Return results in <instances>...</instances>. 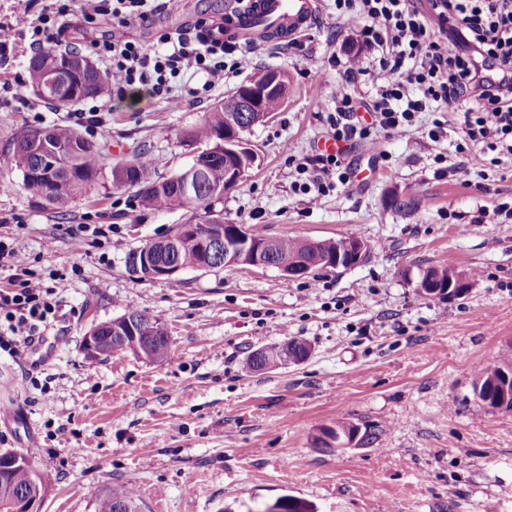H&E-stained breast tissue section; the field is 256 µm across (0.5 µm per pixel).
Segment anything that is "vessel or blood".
<instances>
[{"mask_svg":"<svg viewBox=\"0 0 512 512\" xmlns=\"http://www.w3.org/2000/svg\"><path fill=\"white\" fill-rule=\"evenodd\" d=\"M320 0H249L240 13L224 17V37L251 41L257 37L282 42L293 40L314 23Z\"/></svg>","mask_w":512,"mask_h":512,"instance_id":"obj_1","label":"vessel or blood"}]
</instances>
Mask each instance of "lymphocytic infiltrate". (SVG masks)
I'll return each instance as SVG.
<instances>
[{
  "instance_id": "f902f5d3",
  "label": "lymphocytic infiltrate",
  "mask_w": 512,
  "mask_h": 512,
  "mask_svg": "<svg viewBox=\"0 0 512 512\" xmlns=\"http://www.w3.org/2000/svg\"><path fill=\"white\" fill-rule=\"evenodd\" d=\"M336 0L341 17L358 32L363 53L347 58L344 73L352 87L369 83L371 101L350 91L337 95L328 115L332 139L377 148L379 135L418 134L430 141L455 135L458 153L475 150L512 155V0ZM162 0H56L39 14L27 11L0 22V64L19 39L32 51L62 46L72 13L93 23L105 19L127 26L163 9ZM95 52L106 63L112 84L101 102L147 88L169 98L174 82L193 71L205 89L223 85L227 76L249 63L236 43L225 41L224 26L197 21L192 28L159 38L155 49L124 39H106ZM371 121H356L358 107ZM453 112L456 129L441 120L419 124L420 113ZM311 182L298 190L317 205L335 183L349 175L341 154L323 152L312 160ZM0 267L9 268L8 287L0 289V351L19 356L41 339L54 322L69 286L65 276L44 286L19 250L0 239Z\"/></svg>"
}]
</instances>
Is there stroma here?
Wrapping results in <instances>:
<instances>
[{
  "label": "stroma",
  "mask_w": 512,
  "mask_h": 512,
  "mask_svg": "<svg viewBox=\"0 0 512 512\" xmlns=\"http://www.w3.org/2000/svg\"><path fill=\"white\" fill-rule=\"evenodd\" d=\"M235 2L178 0L121 33L152 46L186 20L223 18ZM358 48L334 0H321L309 32L290 45L255 43L223 87L205 91L190 77L174 89L176 107L144 91L115 98L91 127L74 117L91 100L45 107L20 83L32 52L16 40L0 67V83L17 90L0 105V235L36 270L71 282L42 342L18 357L0 353V401L15 408L0 417V452L20 451L49 474L40 512H96L115 486L132 488L142 512H256L285 495L317 512H512V411L480 407L474 395L478 368L512 364V220L496 212L512 207V156L489 166L468 154L488 177L466 186L448 174L454 143L384 136L379 153H348L357 179L308 206L297 166L326 139L343 63ZM268 67L288 75V100L246 133L257 161L215 210L263 237L353 235L372 244L369 257L292 280L246 266L159 280L132 273L129 253L185 212L144 209L136 188L113 182V167L144 151L156 177L179 173L197 150L186 132ZM188 85L198 96L185 95ZM53 124L103 153L89 196L61 209L32 200L9 161L17 133ZM82 224L101 235L76 244ZM441 264L470 280L467 295L417 292L420 273ZM132 310L164 325L171 357L88 359L87 331ZM291 339L310 345L306 360L247 369L252 350ZM339 422L367 430L371 443H321Z\"/></svg>",
  "instance_id": "1"
}]
</instances>
